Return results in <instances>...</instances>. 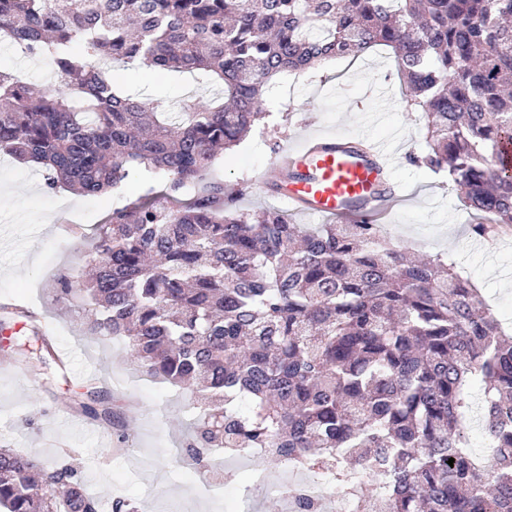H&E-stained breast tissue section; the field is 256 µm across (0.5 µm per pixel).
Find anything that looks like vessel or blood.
I'll return each mask as SVG.
<instances>
[{"instance_id": "vessel-or-blood-1", "label": "vessel or blood", "mask_w": 512, "mask_h": 512, "mask_svg": "<svg viewBox=\"0 0 512 512\" xmlns=\"http://www.w3.org/2000/svg\"><path fill=\"white\" fill-rule=\"evenodd\" d=\"M391 163L379 144L311 135L272 159V170L300 173L282 181L273 197L311 216L377 224L398 199L388 181Z\"/></svg>"}]
</instances>
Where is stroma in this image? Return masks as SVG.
<instances>
[{
  "label": "stroma",
  "mask_w": 512,
  "mask_h": 512,
  "mask_svg": "<svg viewBox=\"0 0 512 512\" xmlns=\"http://www.w3.org/2000/svg\"><path fill=\"white\" fill-rule=\"evenodd\" d=\"M0 68L38 86L52 82L49 65L28 58L16 46L0 45ZM118 84L169 100L191 93L206 102L217 93L198 73L162 74L146 82L139 69L130 68L122 71ZM266 109V124L253 128L217 159L208 182L240 189L242 210L279 211L282 203L267 197L262 182L276 148L309 134L367 138L388 146L396 153L391 176L401 197L384 219L385 230L412 252L441 253L454 262L459 274L479 289L505 332L512 334V228L475 235L474 217L447 177L409 162L410 154L425 149L424 122L420 111L404 101L391 49L378 46L356 59L340 57L321 68L282 74ZM149 184L144 178L96 197L65 188L50 191L42 168L0 154V306L19 298L31 312L0 331V345L6 336H27L39 326L57 352L70 358L51 384L40 372L0 357V443L48 462L66 452L79 454L90 493L135 499L143 512H166L170 507L176 512H225L253 474L263 472L279 480L283 467L263 456H228L216 470L172 467L170 461L188 433L186 395L143 376L116 342L84 335L71 315L61 314L50 292L58 273L81 274L84 251L97 225ZM93 378L116 401L111 427H101L72 406L74 391ZM121 434L125 450L102 456V448L116 443ZM196 481L213 485L211 500L194 497Z\"/></svg>",
  "instance_id": "obj_1"
}]
</instances>
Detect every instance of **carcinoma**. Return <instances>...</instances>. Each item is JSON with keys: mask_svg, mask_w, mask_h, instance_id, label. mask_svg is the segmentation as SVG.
Listing matches in <instances>:
<instances>
[{"mask_svg": "<svg viewBox=\"0 0 512 512\" xmlns=\"http://www.w3.org/2000/svg\"><path fill=\"white\" fill-rule=\"evenodd\" d=\"M2 38L49 59L55 81L0 69V151L84 196L165 178L99 225L91 274L64 272L53 292L85 335L190 392L179 459L265 448L373 512H512V336L454 263L410 257L379 224H294L212 184L185 197L267 117L275 78L383 45L424 119L410 161L448 176L474 234L511 226L512 0H0ZM117 65L202 72L224 97H143L116 86ZM17 357L55 378L46 334ZM474 384L488 468L464 424ZM74 403L112 425L95 384ZM81 469L0 447V512H137L89 494ZM281 494L322 512L303 487Z\"/></svg>", "mask_w": 512, "mask_h": 512, "instance_id": "obj_1", "label": "carcinoma"}]
</instances>
